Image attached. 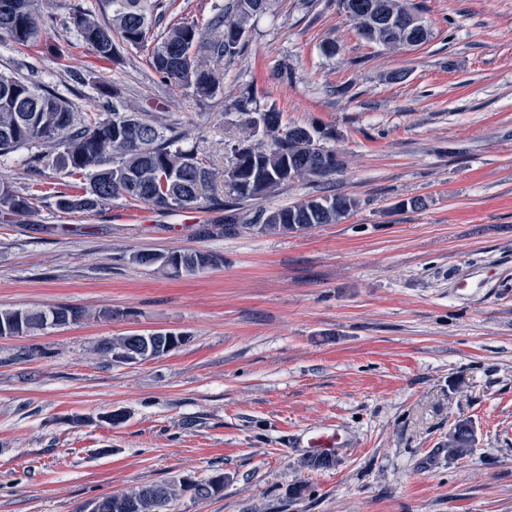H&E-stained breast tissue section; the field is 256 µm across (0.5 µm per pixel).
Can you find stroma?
<instances>
[{"mask_svg":"<svg viewBox=\"0 0 512 512\" xmlns=\"http://www.w3.org/2000/svg\"><path fill=\"white\" fill-rule=\"evenodd\" d=\"M79 2L39 0L41 39L0 45V69L35 65L81 108L94 84H116L219 170L241 135L233 104L255 91L288 124L330 130L343 170L241 220L309 195L360 205L339 224L228 236L208 203L229 195L220 178L181 212L68 213L55 206L65 175L23 152L0 161L37 198L0 223V308L89 313L0 338V512H89L217 474L219 494L172 512H512V0H415L433 37L399 52L362 41L335 0H270L208 99L161 82L146 51L97 57L68 22ZM162 2L161 25L204 27L226 0ZM192 250L224 263L174 280L132 260ZM153 329L185 341L133 365L94 352ZM461 421L476 442L452 458ZM327 428L343 444L305 467L308 434Z\"/></svg>","mask_w":512,"mask_h":512,"instance_id":"stroma-1","label":"stroma"}]
</instances>
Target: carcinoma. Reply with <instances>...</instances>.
<instances>
[{
  "label": "carcinoma",
  "instance_id": "cac0c4a2",
  "mask_svg": "<svg viewBox=\"0 0 512 512\" xmlns=\"http://www.w3.org/2000/svg\"><path fill=\"white\" fill-rule=\"evenodd\" d=\"M103 3L104 12L80 6L72 14L73 28L82 42L98 56L114 59L120 54L114 37L132 49L143 48L152 40L148 59L159 79L190 89L200 99L216 95L220 78L215 71L201 68L198 56L205 54L217 64L233 62L244 46L238 34L248 32L252 22L268 9V0H230L210 21V28L220 35L207 38L197 22L188 20L154 34L156 0ZM373 5L393 18L391 26L379 31L370 27ZM336 6L354 21L362 40L386 50L419 47L431 39L428 27L401 22L416 10L411 0H336ZM41 30L37 0H0V43L28 46L37 42ZM86 98L104 111H79L57 89L35 80L31 73L0 71V158L31 151L65 175L82 179V184L73 183L70 191L57 195L56 207L61 211L96 213L117 201L127 206L144 203L165 212L191 209L221 173L231 190L229 200L211 197L209 201L224 209V232L231 235L240 228V203L262 199L290 184L325 178L341 166L336 152L320 143L327 132L285 124L275 105L261 108L250 95L239 97L234 104L248 135L232 145L231 162L221 172L209 156L186 146L187 132L148 112L135 111L118 88L109 92L105 85H96ZM357 207L358 201L351 196H311L292 205L260 209L254 224L246 228L287 233L338 224ZM32 209L31 195L0 179L1 222L8 223ZM132 260L155 266L171 278L193 276L224 263L221 256L203 251L144 253ZM54 312L63 326L87 317V311L76 306H58ZM45 313L44 309H0V328L9 330L21 324L24 335H37L46 329ZM128 347L127 335L106 338L95 354L112 360ZM473 442L471 425L456 424L448 433V456L468 455ZM223 488L224 475L219 474L202 484L184 479L145 485L121 496H105L97 503L100 512H169L171 503L185 493L194 499H208Z\"/></svg>",
  "mask_w": 512,
  "mask_h": 512
}]
</instances>
